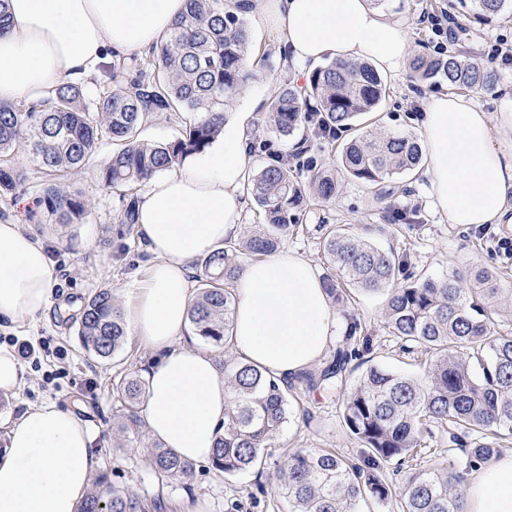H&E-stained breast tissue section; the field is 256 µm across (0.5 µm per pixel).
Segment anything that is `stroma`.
<instances>
[{"label":"stroma","instance_id":"1","mask_svg":"<svg viewBox=\"0 0 512 512\" xmlns=\"http://www.w3.org/2000/svg\"><path fill=\"white\" fill-rule=\"evenodd\" d=\"M383 10L408 30L409 55H437L435 36L422 24L427 14L454 18L457 29L451 50H467L479 61L487 60L490 43L497 36L512 41V13L502 12L477 21L465 20L452 0H384ZM252 53L259 61L257 81L237 99L234 111L250 113L249 127L266 131L267 105L278 86L289 78L278 49V40L262 12L247 17ZM386 96L375 115L377 124L389 132L416 134L422 101L447 90L445 81L420 83L408 70L383 74ZM111 152L102 143L96 158L82 170L67 176L62 189L90 204L89 213L76 224L55 223L49 215L39 186V176L26 153L14 161L24 168L29 181L12 192L0 194V223L20 224L35 233L55 269L53 293L48 307L36 320L24 323L0 321V336L38 341L47 339L52 354L41 364H21L22 380L10 393L0 392V417H19L27 408L54 402L75 412L92 428L94 452L99 458L97 474L110 483L146 499L164 501L162 512H288L287 502L269 488L276 480L286 455L300 448L330 449L349 458H360L362 447L342 421L337 396L325 390L309 391L297 386L290 397L289 417L274 445L265 452L261 467L235 475L197 465L191 484L172 480L158 484L153 478L143 434L136 448L120 447L112 435V422L121 402L117 389L126 374L144 369L152 357L148 346L136 336H127L122 350L111 360L89 356L78 335L76 317L93 291L112 289L125 299L145 275L151 261L139 236L123 235L118 222L120 190L105 187L100 167ZM401 188L386 201L375 198L373 188L355 179L346 180L335 198L313 205L289 233L283 251L308 260L317 275L327 268L322 251L320 224H345L357 236L375 246L407 253L411 269L435 278L454 269L474 275L487 273L493 284L512 288V253L505 240H512V225L486 224L461 231L444 220L432 204L429 183L422 174L408 173L395 180ZM402 213L397 223L384 221L385 208ZM352 309L365 323L370 343L353 358L344 383L353 386L373 365L420 371L426 356L420 349L404 351L384 323L385 297L351 289Z\"/></svg>","mask_w":512,"mask_h":512}]
</instances>
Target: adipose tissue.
Listing matches in <instances>:
<instances>
[{
	"mask_svg": "<svg viewBox=\"0 0 512 512\" xmlns=\"http://www.w3.org/2000/svg\"><path fill=\"white\" fill-rule=\"evenodd\" d=\"M186 0H6L0 34V103H37L65 81L96 76L116 56L160 46ZM261 6L294 81L328 60L399 71L403 25L371 0H226L228 10ZM424 175L448 223L512 224V97L495 113L453 92L424 101ZM251 170L243 123L190 164L155 174L136 205V224L154 261L133 288L125 315L156 357L142 374L149 434L190 463L210 460L224 423V375L213 354L179 346L193 299L197 258L238 238ZM54 269L18 224H0V319L20 322L47 307ZM231 345L239 359L290 379L323 359L340 317L304 258L280 253L246 265L235 285ZM0 451V512H77L99 459L95 434L71 410L47 402L6 423ZM467 512H512V453L471 476Z\"/></svg>",
	"mask_w": 512,
	"mask_h": 512,
	"instance_id": "ef3b65f1",
	"label": "adipose tissue"
}]
</instances>
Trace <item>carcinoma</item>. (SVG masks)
Instances as JSON below:
<instances>
[{
	"mask_svg": "<svg viewBox=\"0 0 512 512\" xmlns=\"http://www.w3.org/2000/svg\"><path fill=\"white\" fill-rule=\"evenodd\" d=\"M466 13L484 20L512 11V0H460ZM250 32L247 15L224 10V0H187V11L170 29L160 47L137 63L130 74L125 62H114L103 73L113 89L91 94L81 84L62 83L40 110L23 101L0 105V189L12 191L26 180L12 159L27 151L45 174L44 201L57 224H73L90 203L70 197L62 178L82 169L107 140L112 152L100 179L111 188L126 187L119 223L133 232L136 224L135 186L151 176L176 168L188 157L204 152L223 133L224 115L250 83L258 79L249 65ZM412 77L428 83L443 79L457 89L490 88L493 70L455 52L443 57L417 55L410 61ZM386 88L368 63L332 61L315 68L298 90L284 85L270 100V131L292 142L291 151H273L257 135L250 148L266 157L248 180L247 194L263 222L240 237L212 250L196 263L197 296L188 319L204 343L230 347L236 304L234 283L240 256L256 259L276 253L284 234L298 226L311 200L336 196L334 174L315 171L308 185L292 175L291 162L310 150L311 137L331 139L336 131L358 135L345 143L340 172L375 188L382 201L395 193L386 180L414 170L422 160L418 139L363 129L365 115L377 110ZM195 114L179 136L147 143L140 130L153 114L179 119ZM322 246L328 273L322 277L327 293L342 300L340 284L385 295V324L393 336L427 354L421 375L371 366L347 391L337 377L370 340L354 313H347L343 348L318 374L302 372L297 383L313 391L321 386L341 396L344 425L362 444L372 466L363 467L333 452L300 449L288 455L273 492L288 499L289 512H360L368 500L388 505V512H466L465 491L470 476L499 452L496 445L512 437V335L495 328L493 311L512 301L511 288H488V277L452 272L435 279L398 276L408 257L386 252L354 235L342 225H323ZM78 335L85 350L109 360L125 341V319L112 291H95L78 318ZM223 433L212 467L226 475L254 468L277 439L289 407L290 382L231 357L224 362ZM121 414L113 434L133 443L140 439L143 385L135 372L119 388ZM451 429L449 440L459 444L479 434L484 442L464 449L444 469L423 468L408 473L400 489L376 472L380 465L400 468L418 454L429 424ZM157 479L192 481L195 466L169 449H147ZM79 512H146L142 498L116 486L91 491Z\"/></svg>",
	"mask_w": 512,
	"mask_h": 512,
	"instance_id": "obj_1",
	"label": "carcinoma"
}]
</instances>
